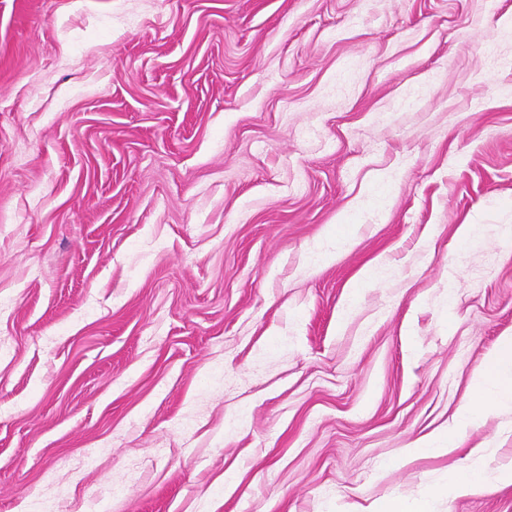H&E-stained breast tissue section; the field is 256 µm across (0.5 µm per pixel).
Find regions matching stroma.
I'll list each match as a JSON object with an SVG mask.
<instances>
[{
  "instance_id": "stroma-1",
  "label": "stroma",
  "mask_w": 512,
  "mask_h": 512,
  "mask_svg": "<svg viewBox=\"0 0 512 512\" xmlns=\"http://www.w3.org/2000/svg\"><path fill=\"white\" fill-rule=\"evenodd\" d=\"M507 336L512 0H0V512H512ZM497 386L512 391V337H507L501 348L485 361L477 370L473 379V389L484 393L490 387ZM489 409H491L489 403L478 404L473 400L465 401L457 410L456 430L468 426H477ZM456 430L452 433H448V437H430L417 441L410 446V453L412 455L450 454L458 449ZM483 477L474 470L464 475L453 474L448 478V493L454 497L476 495L483 490Z\"/></svg>"
}]
</instances>
